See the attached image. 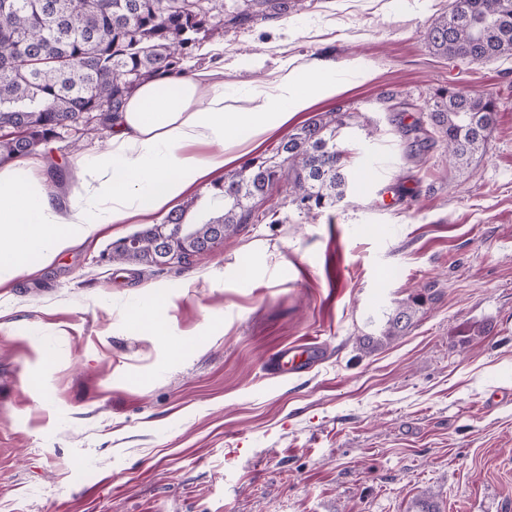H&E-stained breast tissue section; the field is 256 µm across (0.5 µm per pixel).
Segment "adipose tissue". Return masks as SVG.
<instances>
[{"label":"adipose tissue","instance_id":"ef3b65f1","mask_svg":"<svg viewBox=\"0 0 512 512\" xmlns=\"http://www.w3.org/2000/svg\"><path fill=\"white\" fill-rule=\"evenodd\" d=\"M206 71L141 85L106 146L83 162L67 199L48 192L38 159L0 165V284L50 263L109 224H149L195 186L341 90L329 65L284 62L235 105Z\"/></svg>","mask_w":512,"mask_h":512}]
</instances>
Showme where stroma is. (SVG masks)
Instances as JSON below:
<instances>
[{"label": "stroma", "instance_id": "obj_1", "mask_svg": "<svg viewBox=\"0 0 512 512\" xmlns=\"http://www.w3.org/2000/svg\"><path fill=\"white\" fill-rule=\"evenodd\" d=\"M453 0H312L210 46L224 89L285 60L331 63L344 89L269 137V157L316 115L349 113L337 141L352 183L305 213L250 221L189 264L113 262L137 232L113 224L0 284V512H512V56L433 54ZM375 71L366 84L352 64ZM449 89L493 96V131L467 164L402 136ZM61 131L47 153L67 196L111 137ZM431 292L405 336H379ZM166 301L165 330L129 313ZM311 338L310 364H265ZM426 297L421 294L412 295L405 303L399 305L388 317L380 338L372 336H362L359 338V344L364 348L372 347L373 343L380 344L385 341H391L399 336H403L406 330L411 326L413 318L425 305Z\"/></svg>", "mask_w": 512, "mask_h": 512}]
</instances>
